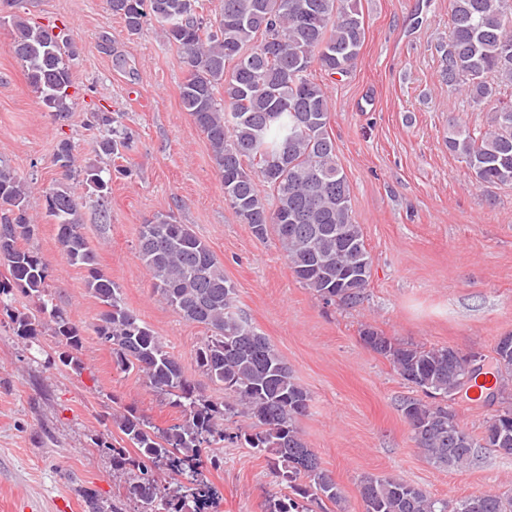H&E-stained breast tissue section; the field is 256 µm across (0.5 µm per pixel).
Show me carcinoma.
Here are the masks:
<instances>
[{
	"label": "carcinoma",
	"instance_id": "carcinoma-1",
	"mask_svg": "<svg viewBox=\"0 0 512 512\" xmlns=\"http://www.w3.org/2000/svg\"><path fill=\"white\" fill-rule=\"evenodd\" d=\"M127 31L139 33L155 20L180 51L189 70L181 102L206 135L224 187V199L254 236L264 239L268 227L277 233L288 263L301 283L326 305H356L364 298L372 272L361 226L351 210L350 187L336 161L329 133L330 103L314 72L345 75L358 60L365 39L358 0H219L214 16L204 14L200 0H109ZM10 51L19 59L28 83L58 118L71 110L72 73L67 28L37 25L16 14ZM448 42L440 47L442 75L448 87L462 90L475 106L490 108L484 127L451 125L448 149L475 177L512 185V103L499 98L502 83H512V0H452ZM95 124L111 137L101 151L119 155L131 136L114 113L99 109ZM53 162L62 180L45 190L47 211L55 219L60 254L87 272V286L107 308L94 325L96 336L112 351L115 368L137 371L150 387L179 409L181 419L166 428L130 409L112 414V424L129 447L104 446L112 470L128 475L123 493L111 508L96 492L79 490L86 512H123L129 500L141 512H205L214 508L216 491L199 478V469L223 463L206 448L228 443L264 455L271 474L293 489L269 506V512H313L311 503L343 499L333 476L307 448L297 427L306 415L310 395L294 378L288 363L270 340L241 313L235 287L208 244L186 224L158 216L142 225L138 253L154 291L188 322L211 335L198 348L201 374L224 386L227 400L206 396L197 382L154 332L125 303L121 292L99 268L98 256L82 233V203L69 181L77 178L96 188L100 201L109 193L100 166L75 167L73 146L58 142ZM275 200L269 208L259 186ZM29 184L0 166V309L16 335L28 339L38 328L58 338L59 362L79 372L81 329L49 307L45 288L48 263L21 242L35 224L28 212ZM19 291L33 302L24 311L9 301ZM362 340L387 359L427 402L406 398L400 409L416 447L432 463L462 470L481 448H503L512 456V433L496 438L499 426L512 424V342H497V384L487 396L501 399L473 438L448 405L435 401L470 388L479 369L453 357L451 347L397 342L366 327ZM250 423L235 432L224 429L230 415ZM165 469L185 482L159 484L155 470ZM364 512H512V495L486 492L453 505L431 497L407 481L367 475L359 482Z\"/></svg>",
	"mask_w": 512,
	"mask_h": 512
}]
</instances>
